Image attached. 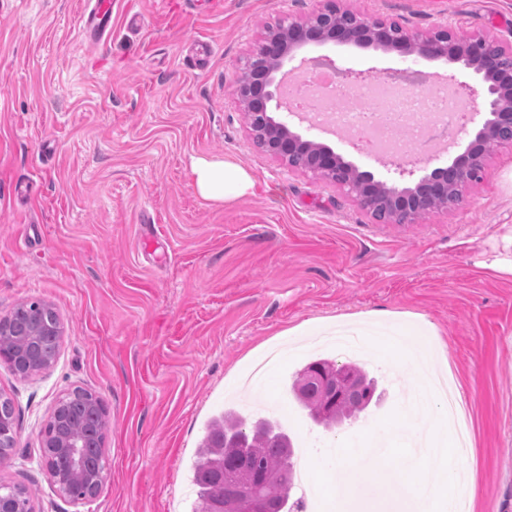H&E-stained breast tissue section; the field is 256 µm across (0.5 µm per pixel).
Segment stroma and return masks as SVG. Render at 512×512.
Masks as SVG:
<instances>
[{"label":"stroma","instance_id":"obj_1","mask_svg":"<svg viewBox=\"0 0 512 512\" xmlns=\"http://www.w3.org/2000/svg\"><path fill=\"white\" fill-rule=\"evenodd\" d=\"M112 0V36L80 34L84 0H0V317L21 301L52 305L63 324L49 369L16 379L17 445L0 484H22L33 512H193L191 480L208 422L258 402L287 407L299 447L332 454L397 412L419 413V379L380 363L372 343L354 358L378 381L379 402L328 431L293 399L321 337L286 328L375 311L439 329L460 418L469 429L466 512H512V147L495 148L485 179L462 202L414 224L376 220L345 189L288 168L253 139L235 88L267 27L307 18L318 0ZM350 8L415 31L512 40V0H350ZM363 83L407 66L483 103L462 64L354 45H319ZM375 178L388 159L320 132ZM230 159L254 195L204 199L196 159ZM34 184L31 201L17 182ZM98 393L110 416L108 479L98 496L57 492L39 456L57 399Z\"/></svg>","mask_w":512,"mask_h":512}]
</instances>
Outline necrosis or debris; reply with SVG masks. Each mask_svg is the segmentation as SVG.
Segmentation results:
<instances>
[{"instance_id":"1","label":"necrosis or debris","mask_w":512,"mask_h":512,"mask_svg":"<svg viewBox=\"0 0 512 512\" xmlns=\"http://www.w3.org/2000/svg\"><path fill=\"white\" fill-rule=\"evenodd\" d=\"M385 84L387 98L377 85L355 87L334 67H315L300 89L289 91V106L306 113L313 127L334 129L350 144L403 163L427 155L431 142L450 141L462 131L468 108L447 86H428L411 70Z\"/></svg>"}]
</instances>
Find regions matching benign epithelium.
Listing matches in <instances>:
<instances>
[{"instance_id": "benign-epithelium-1", "label": "benign epithelium", "mask_w": 512, "mask_h": 512, "mask_svg": "<svg viewBox=\"0 0 512 512\" xmlns=\"http://www.w3.org/2000/svg\"><path fill=\"white\" fill-rule=\"evenodd\" d=\"M340 2L324 0L310 18H290L269 28L258 49L246 60L237 97L243 110L256 111L264 118L268 140L261 146L289 167L309 171L354 193L360 206L370 212L371 192L381 181L360 171L328 146L322 144L310 151L311 140L292 131L289 118L281 113L278 73L294 59L297 50L308 44L375 46L385 52L460 62L479 77L486 90L481 127L473 135L465 132L468 144L450 164L434 168L410 185L392 184L388 198L394 211L408 216L426 213L425 205L430 201L438 202L440 209L454 205L448 199L452 181L461 177V191L482 180L490 154V135L499 131L512 133V41L481 32L461 38L447 24L421 33L394 21L343 8Z\"/></svg>"}]
</instances>
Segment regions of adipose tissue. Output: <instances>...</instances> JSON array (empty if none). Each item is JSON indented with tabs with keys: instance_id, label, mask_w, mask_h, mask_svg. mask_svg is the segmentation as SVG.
Masks as SVG:
<instances>
[{
	"instance_id": "ef3b65f1",
	"label": "adipose tissue",
	"mask_w": 512,
	"mask_h": 512,
	"mask_svg": "<svg viewBox=\"0 0 512 512\" xmlns=\"http://www.w3.org/2000/svg\"><path fill=\"white\" fill-rule=\"evenodd\" d=\"M192 175L198 193L205 199L230 202L250 195L255 188L253 175L230 160H202L197 162Z\"/></svg>"
}]
</instances>
